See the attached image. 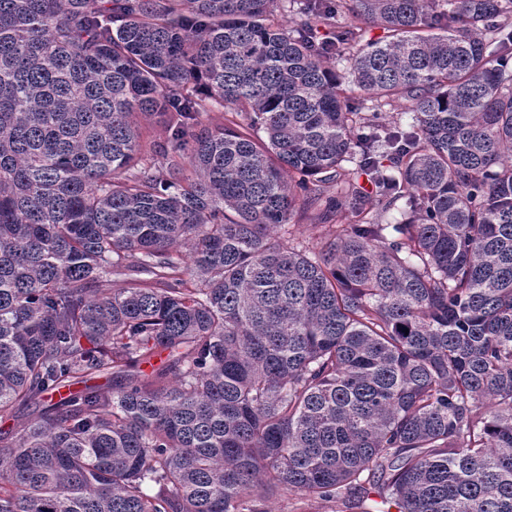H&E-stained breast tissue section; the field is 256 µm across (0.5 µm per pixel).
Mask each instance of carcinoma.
<instances>
[{
	"label": "carcinoma",
	"mask_w": 512,
	"mask_h": 512,
	"mask_svg": "<svg viewBox=\"0 0 512 512\" xmlns=\"http://www.w3.org/2000/svg\"><path fill=\"white\" fill-rule=\"evenodd\" d=\"M0 422V512H512V0H0ZM322 208H312L306 212L298 213L288 223L290 225L288 229L291 234L284 235L282 230L279 233L275 230V239L286 245H296L298 242L305 243V241H309L310 224H323L326 229H337L341 221L335 215L328 216L327 219L323 218L320 221L321 217L318 218V215L319 209ZM272 512H336V504L319 500H307L299 496H288V499H279L272 505Z\"/></svg>",
	"instance_id": "cac0c4a2"
}]
</instances>
